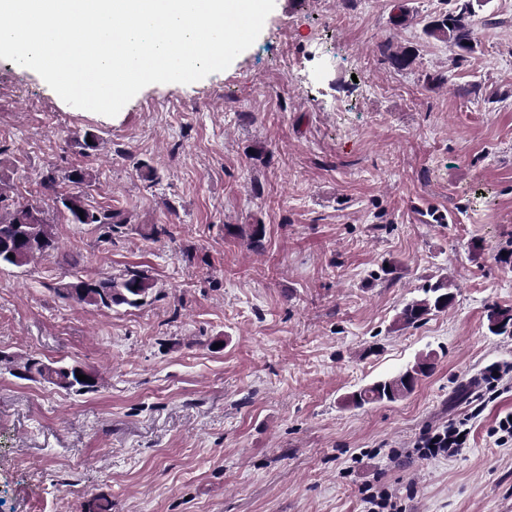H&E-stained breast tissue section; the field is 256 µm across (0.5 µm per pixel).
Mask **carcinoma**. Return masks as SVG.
<instances>
[{
	"label": "carcinoma",
	"mask_w": 512,
	"mask_h": 512,
	"mask_svg": "<svg viewBox=\"0 0 512 512\" xmlns=\"http://www.w3.org/2000/svg\"><path fill=\"white\" fill-rule=\"evenodd\" d=\"M427 34L452 42L463 51L472 50L469 24V4L433 21ZM63 180L78 188L76 192L60 194L57 179L50 172L41 181L44 189L40 197L20 201L6 213L0 211V269L22 267L34 259L55 249V239L44 220L45 206L53 203L66 214L73 224H107L110 228L119 227L118 215L105 209L89 205L79 187L89 182L88 173L74 168L63 175ZM84 216H79V212ZM13 257H8V254ZM153 289V283L144 274L131 271L117 279L85 280L78 276L57 287L58 295L65 300H73L99 308L139 307L146 302ZM423 295L407 303L400 311L397 322L404 326H414L426 316L448 311L456 298L452 284L446 278L428 283L422 288ZM489 329L496 335H512V310L493 308L488 314ZM435 368L431 355L417 357L397 374L380 378L367 384L349 396L357 407L373 403L395 402L411 393L417 383L429 376ZM79 366L55 362L45 364L29 360L15 369L13 375L53 385L75 392H89L96 387L95 376L90 383L83 384L75 374Z\"/></svg>",
	"instance_id": "obj_1"
}]
</instances>
